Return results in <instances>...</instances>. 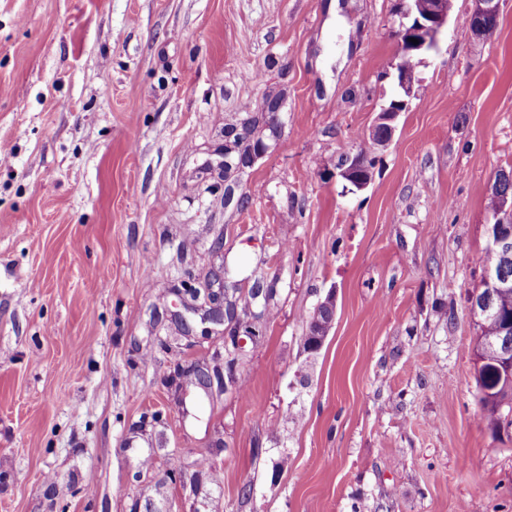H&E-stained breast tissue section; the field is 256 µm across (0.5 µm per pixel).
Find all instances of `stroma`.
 <instances>
[{"mask_svg":"<svg viewBox=\"0 0 512 512\" xmlns=\"http://www.w3.org/2000/svg\"><path fill=\"white\" fill-rule=\"evenodd\" d=\"M0 0V512H512L468 297L512 169V0ZM284 96L228 179L224 128ZM406 98L369 185L341 155ZM223 271L234 314L180 317ZM332 329L304 349L308 317ZM427 1V5H426ZM448 3V9L445 7ZM415 10L422 13L420 17H416L411 25L402 23L397 31V37L400 46L405 53L402 54L401 63L404 67H414L415 53L412 51H431L438 47V36L445 27H448V15L451 14L453 8V0H425L415 1ZM409 38L418 40V44L414 45ZM503 0H474L475 8L464 22L475 36H479L489 22L498 21Z\"/></svg>","mask_w":512,"mask_h":512,"instance_id":"35a3bbf8","label":"stroma"}]
</instances>
